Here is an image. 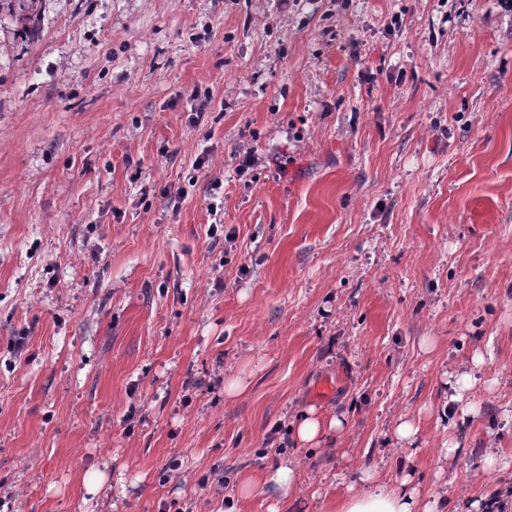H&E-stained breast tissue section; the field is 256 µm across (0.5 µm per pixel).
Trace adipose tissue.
<instances>
[{"mask_svg":"<svg viewBox=\"0 0 512 512\" xmlns=\"http://www.w3.org/2000/svg\"><path fill=\"white\" fill-rule=\"evenodd\" d=\"M336 512H446L439 500H424L406 480L348 487Z\"/></svg>","mask_w":512,"mask_h":512,"instance_id":"obj_1","label":"adipose tissue"}]
</instances>
